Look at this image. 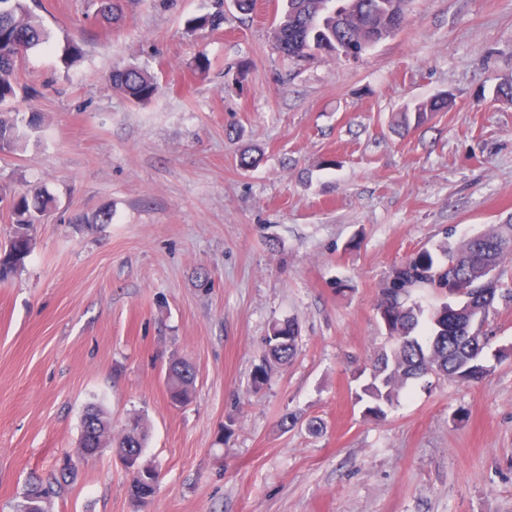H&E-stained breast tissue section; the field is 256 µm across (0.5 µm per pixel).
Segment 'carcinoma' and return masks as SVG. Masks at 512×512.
I'll list each match as a JSON object with an SVG mask.
<instances>
[{"instance_id": "cac0c4a2", "label": "carcinoma", "mask_w": 512, "mask_h": 512, "mask_svg": "<svg viewBox=\"0 0 512 512\" xmlns=\"http://www.w3.org/2000/svg\"><path fill=\"white\" fill-rule=\"evenodd\" d=\"M97 5L95 16L110 22L117 18L118 0H93ZM279 20L273 29L277 49L288 59L305 57L345 42L361 46V40L370 28L378 29L386 37L402 29L399 17L406 14L409 0H357L358 8L335 15L336 0H281ZM224 23V13L201 15L191 21L194 28H218ZM49 40L41 17L27 4V0H0V152H13L27 142L25 130L41 128L42 118L34 113L19 125L18 114L8 104L16 97L19 66L15 47L24 52L39 47ZM112 88L130 102L143 104L156 96L159 85L154 74L138 65H126L112 70L109 76ZM446 108V103L427 100L418 103V113L404 112L402 123L419 127L434 113ZM54 198L48 193L31 188L14 195L11 205L13 229L8 244L0 250V282L13 278L24 266L32 251L34 225L53 209ZM74 222L89 229L112 223V210L101 208L92 215L79 216ZM512 262V224H494L487 230L456 236L446 229L435 247L423 248L389 271L380 289L375 306L385 329L386 343L370 362L367 382L362 385L359 398L369 402L367 412L384 417L387 410L399 402V395L413 382L435 375L459 383H475L491 371L486 352L491 338L476 333L471 338L448 335L449 294L461 288L466 296L486 310L494 307L502 297V288L487 292L483 284L491 270ZM269 349L265 363L253 376L254 384L262 385L275 368L288 365L300 350V329L293 319L275 321L267 335ZM195 371L185 361H172L165 373L168 403L185 405L194 393ZM132 428L112 438V447L119 458L146 445V425L133 416ZM112 425L108 412L100 405L86 409L81 420L79 443L86 448L96 447L98 434ZM75 472L64 468L48 478L30 484L17 505L16 512H45L46 500L74 480ZM127 493L137 506L149 504L155 492L144 478L128 484Z\"/></svg>"}]
</instances>
